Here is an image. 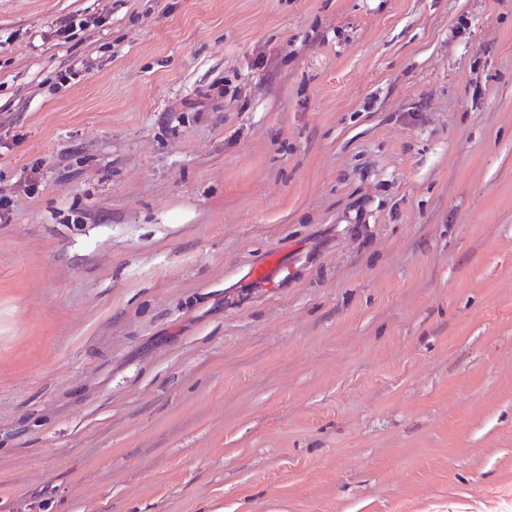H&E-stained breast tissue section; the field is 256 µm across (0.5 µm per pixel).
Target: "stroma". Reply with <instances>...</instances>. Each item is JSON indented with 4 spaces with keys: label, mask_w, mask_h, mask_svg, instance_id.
Segmentation results:
<instances>
[{
    "label": "stroma",
    "mask_w": 512,
    "mask_h": 512,
    "mask_svg": "<svg viewBox=\"0 0 512 512\" xmlns=\"http://www.w3.org/2000/svg\"><path fill=\"white\" fill-rule=\"evenodd\" d=\"M0 195V512H512V0H0Z\"/></svg>",
    "instance_id": "obj_1"
}]
</instances>
